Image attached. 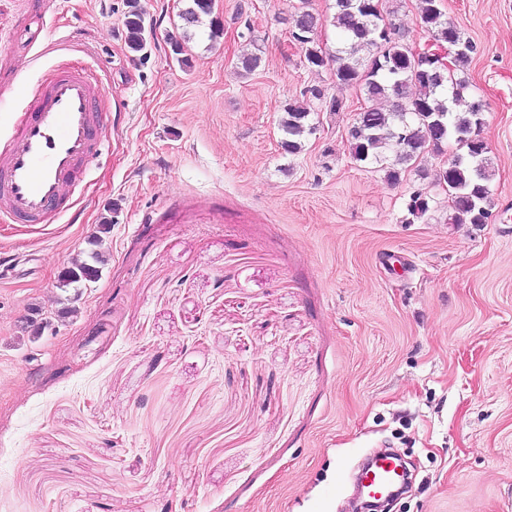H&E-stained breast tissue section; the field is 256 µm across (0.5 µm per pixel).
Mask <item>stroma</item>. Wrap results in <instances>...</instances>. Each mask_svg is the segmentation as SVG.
<instances>
[{
  "mask_svg": "<svg viewBox=\"0 0 512 512\" xmlns=\"http://www.w3.org/2000/svg\"><path fill=\"white\" fill-rule=\"evenodd\" d=\"M303 2L335 11L215 0L188 27L190 0H140L134 54L127 0H0V148L63 64L93 70L112 114L68 214L0 225V512H351L356 466L385 448L413 475L390 512H512V0H439L476 47L465 99L495 171L478 226L449 223L436 181L455 143L396 184L351 157L365 99L307 67ZM419 6H381L413 48ZM294 102L316 131L291 154ZM416 191L430 209L409 224ZM98 234L108 262L60 316L59 276ZM126 44L132 52H142L147 43L143 12L137 2L130 3L125 14Z\"/></svg>",
  "mask_w": 512,
  "mask_h": 512,
  "instance_id": "stroma-1",
  "label": "stroma"
}]
</instances>
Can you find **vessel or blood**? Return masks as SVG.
Masks as SVG:
<instances>
[{"label":"vessel or blood","instance_id":"1","mask_svg":"<svg viewBox=\"0 0 512 512\" xmlns=\"http://www.w3.org/2000/svg\"><path fill=\"white\" fill-rule=\"evenodd\" d=\"M101 88L85 67L58 69L33 94L0 151V215L15 224H48L66 213L102 156L107 126ZM364 491L387 496L403 479L401 460L372 456Z\"/></svg>","mask_w":512,"mask_h":512}]
</instances>
